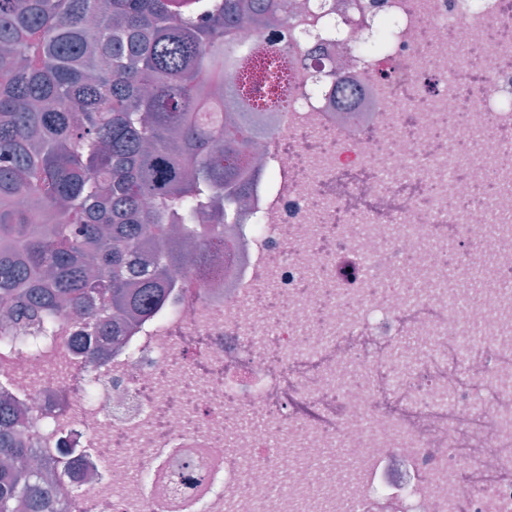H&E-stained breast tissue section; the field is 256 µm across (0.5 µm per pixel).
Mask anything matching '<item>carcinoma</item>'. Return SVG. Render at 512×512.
Segmentation results:
<instances>
[{
	"instance_id": "cac0c4a2",
	"label": "carcinoma",
	"mask_w": 512,
	"mask_h": 512,
	"mask_svg": "<svg viewBox=\"0 0 512 512\" xmlns=\"http://www.w3.org/2000/svg\"><path fill=\"white\" fill-rule=\"evenodd\" d=\"M290 0H0V346L81 323L97 371L125 320L150 315L186 256L219 235L254 144L272 130L244 97L251 26ZM25 413L0 397V512H56Z\"/></svg>"
}]
</instances>
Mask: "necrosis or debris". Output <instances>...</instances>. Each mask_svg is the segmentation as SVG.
<instances>
[{"instance_id": "4bbe7bcc", "label": "necrosis or debris", "mask_w": 512, "mask_h": 512, "mask_svg": "<svg viewBox=\"0 0 512 512\" xmlns=\"http://www.w3.org/2000/svg\"><path fill=\"white\" fill-rule=\"evenodd\" d=\"M293 3L287 27L243 36L287 46L288 109L269 113L249 204L209 262L174 273L104 373L69 313L57 342L0 348L34 455L52 470L78 451L57 512H512V289L466 287L484 264L512 275V38L487 39L512 11ZM452 29L484 47L476 83L458 80ZM456 111L467 125L433 148L436 114ZM487 178L495 196L473 197ZM185 456L198 466L179 479Z\"/></svg>"}]
</instances>
